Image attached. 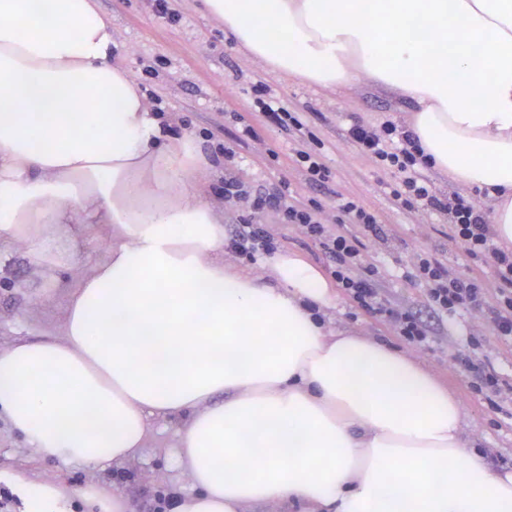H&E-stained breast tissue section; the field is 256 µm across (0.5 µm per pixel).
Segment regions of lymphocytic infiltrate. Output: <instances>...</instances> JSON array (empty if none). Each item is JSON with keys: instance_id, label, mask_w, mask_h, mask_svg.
<instances>
[{"instance_id": "obj_1", "label": "lymphocytic infiltrate", "mask_w": 512, "mask_h": 512, "mask_svg": "<svg viewBox=\"0 0 512 512\" xmlns=\"http://www.w3.org/2000/svg\"><path fill=\"white\" fill-rule=\"evenodd\" d=\"M253 103L270 125L286 133L302 131L304 124L297 113L275 98L267 86L253 88ZM347 138L360 155L372 158L395 176L391 196L410 213H443L448 217L450 237L461 244L467 255L489 264L493 269L492 283L477 276L450 275L447 266L429 253L417 254L411 268L403 270L405 280H417L426 291L427 305L439 316L460 313L480 314L488 323L492 336L500 341L512 340V251L494 243V230L474 205L461 195L438 196L431 181L422 173L426 159L416 137L394 122H384L380 128L353 124ZM280 207L287 223L297 225L302 233L320 249L338 288L352 307L383 317L408 343L421 350L431 349L433 339L427 324L415 313L393 308L377 287L379 270L366 261L363 236L382 238L383 229L375 212L354 197L340 198L336 210L340 222L358 225L362 235L341 233L321 224L311 209L283 203L281 195H257L254 209ZM495 287L496 301L486 304L484 294ZM456 365L470 372L468 387L472 393L495 403L502 393L501 379L490 368L476 366L472 352L461 351L453 357Z\"/></svg>"}]
</instances>
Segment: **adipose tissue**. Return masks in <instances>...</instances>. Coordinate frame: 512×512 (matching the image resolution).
Masks as SVG:
<instances>
[{
  "mask_svg": "<svg viewBox=\"0 0 512 512\" xmlns=\"http://www.w3.org/2000/svg\"><path fill=\"white\" fill-rule=\"evenodd\" d=\"M281 75L367 77L413 103L434 169L489 190L512 246V0H202ZM95 0H0V257L75 254L58 227L108 243L65 305L61 337L0 349V420L70 465L119 466L155 426L190 476L174 512H512V474L463 436L465 409L417 361L329 333L336 294L294 254L257 278L224 265L217 170L174 136L112 60ZM23 512H128L97 486L14 483Z\"/></svg>",
  "mask_w": 512,
  "mask_h": 512,
  "instance_id": "adipose-tissue-1",
  "label": "adipose tissue"
}]
</instances>
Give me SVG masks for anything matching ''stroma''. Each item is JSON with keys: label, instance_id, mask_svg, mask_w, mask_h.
Wrapping results in <instances>:
<instances>
[{"label": "stroma", "instance_id": "stroma-1", "mask_svg": "<svg viewBox=\"0 0 512 512\" xmlns=\"http://www.w3.org/2000/svg\"><path fill=\"white\" fill-rule=\"evenodd\" d=\"M112 21L116 56L146 94L150 107L169 113L174 133L186 129L202 132V148L213 153L234 144L236 156L226 163V177L236 178L245 188L286 186L289 203H316L315 215L323 224L337 223L336 203L353 196L375 211L387 235L386 242L367 239V260L382 277L380 286L398 308L416 312L429 326L433 348L421 351L398 336L382 318L351 307L337 295L330 330L347 331L388 344L428 369L464 406L466 440L482 449L489 467L498 473L512 472V420L493 410L482 396L473 394L467 379L453 363L465 350L468 337L480 339L477 356L491 363L505 385H512V343L496 340L486 322L476 314L453 319L438 318L427 306L416 281L398 273L413 257L428 252L459 277L490 278L488 265L468 257L448 238V222L436 213L411 214L401 209L385 191L389 171L374 160L357 155L347 142L345 129L356 120L373 127L390 120L406 125L412 105L395 94L361 81L354 86L325 89L273 72L227 37L222 23L204 16L199 0H96ZM263 83L284 101L290 111L303 113L313 140L298 141L268 125L253 106L252 88ZM239 113L256 135L233 143L235 127L230 113ZM321 149L332 171L326 187L307 183L295 163V148ZM204 195L212 208L224 216L225 229L237 224H255L271 235L278 250L297 254L319 269L327 261L319 248L298 226L282 223L273 209L255 211L247 199H226L224 182L207 183ZM105 238L79 243L78 255L66 268H36L29 264L23 247L11 250L0 266V347L18 339L59 337L69 292L88 271L90 263L104 254ZM172 431L152 432L137 460L121 467L103 465L68 467L40 456L26 447L5 423H0V512H21L22 506L6 479L20 475L49 482L66 492L93 483L106 494H120L130 512H152L154 495L187 491L189 474L174 461Z\"/></svg>", "mask_w": 512, "mask_h": 512}]
</instances>
